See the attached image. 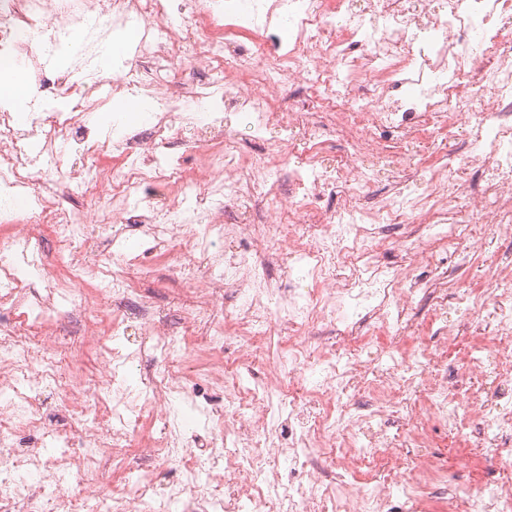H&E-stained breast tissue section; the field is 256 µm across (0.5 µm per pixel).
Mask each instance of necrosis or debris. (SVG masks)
I'll return each mask as SVG.
<instances>
[{"mask_svg": "<svg viewBox=\"0 0 512 512\" xmlns=\"http://www.w3.org/2000/svg\"><path fill=\"white\" fill-rule=\"evenodd\" d=\"M184 7L0 0V57L35 92L27 123L0 108V195L31 198L0 214V307L29 320L0 319V512H425L428 489L441 512H512V0ZM129 29L111 69L56 63L75 32ZM106 92L158 110L75 135ZM244 117L263 149L239 142ZM121 223L175 256L189 309L130 283L133 239L100 248ZM105 309L87 379L77 347ZM195 328L223 399L199 401L181 367ZM274 335L287 348L261 360ZM187 408L214 431L189 441ZM145 419L159 436L120 457ZM436 431L498 478H449L424 452Z\"/></svg>", "mask_w": 512, "mask_h": 512, "instance_id": "4bbe7bcc", "label": "necrosis or debris"}]
</instances>
